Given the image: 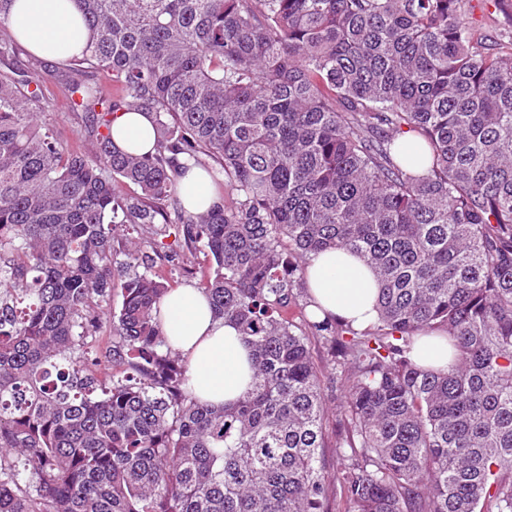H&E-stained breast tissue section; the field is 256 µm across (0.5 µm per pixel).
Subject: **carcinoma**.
Instances as JSON below:
<instances>
[{"instance_id":"1","label":"carcinoma","mask_w":512,"mask_h":512,"mask_svg":"<svg viewBox=\"0 0 512 512\" xmlns=\"http://www.w3.org/2000/svg\"><path fill=\"white\" fill-rule=\"evenodd\" d=\"M74 2L83 150L0 38V512H323L336 376L313 339L340 366L352 512H512V32L486 43L465 0ZM124 109L153 115L154 153L113 146ZM184 161L216 164L231 204L184 210ZM126 224L178 237L188 274L209 258L200 285L251 352L235 402L193 395ZM329 248L380 283L364 330L290 316ZM429 335L443 367L416 361Z\"/></svg>"}]
</instances>
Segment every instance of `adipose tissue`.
<instances>
[{"label": "adipose tissue", "instance_id": "obj_1", "mask_svg": "<svg viewBox=\"0 0 512 512\" xmlns=\"http://www.w3.org/2000/svg\"><path fill=\"white\" fill-rule=\"evenodd\" d=\"M8 26L33 56L48 61L70 58L88 39L73 0H16ZM111 138L120 150L151 152L156 143L153 119L144 112H116ZM217 197L204 169L192 167L180 176L179 199L188 212L206 210ZM306 277L318 316L335 315L357 330L376 322L378 283L352 253L332 248L312 256ZM159 317L170 344L187 360L191 388L201 401L221 406L247 390L252 377L249 350L237 327L215 316L201 288L171 289L160 305Z\"/></svg>", "mask_w": 512, "mask_h": 512}]
</instances>
